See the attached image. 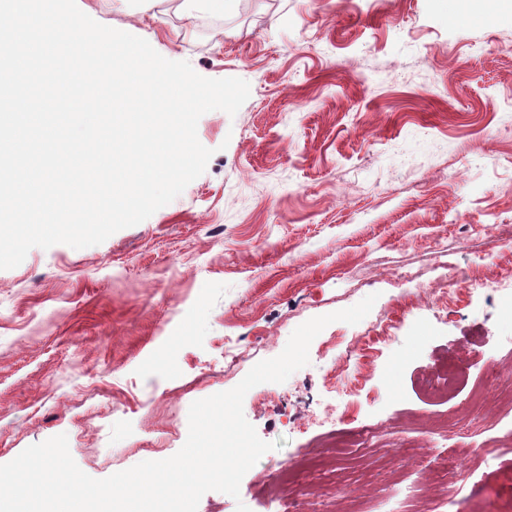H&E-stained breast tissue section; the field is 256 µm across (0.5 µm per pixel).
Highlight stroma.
<instances>
[{"instance_id": "obj_1", "label": "stroma", "mask_w": 512, "mask_h": 512, "mask_svg": "<svg viewBox=\"0 0 512 512\" xmlns=\"http://www.w3.org/2000/svg\"><path fill=\"white\" fill-rule=\"evenodd\" d=\"M77 4L201 76L247 81L250 96L236 115L200 118L205 172L148 219L0 270V464L59 434L97 479L169 458L194 401L374 293L362 321L315 337L309 365L248 391L244 415L276 448L238 497L207 492L197 512H349L351 495H395L394 453L417 446L411 512H512V446H488L512 428L496 402L512 378L486 380L512 338L494 286L512 275L495 231L512 225V19L493 0L469 16L449 0H238L190 22L180 0ZM396 268L417 280H392ZM474 277L491 287L449 318L440 296H420ZM394 316V337L347 360L355 336ZM453 356L486 382L483 408L464 387L425 389ZM328 405L336 416L314 425ZM377 422L383 438L353 447ZM466 442L483 462L459 483L442 465Z\"/></svg>"}]
</instances>
